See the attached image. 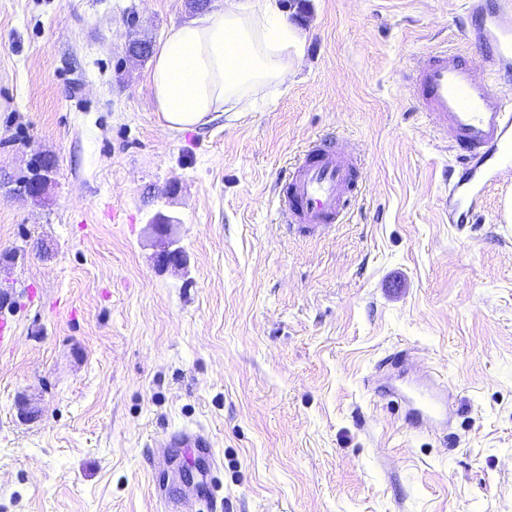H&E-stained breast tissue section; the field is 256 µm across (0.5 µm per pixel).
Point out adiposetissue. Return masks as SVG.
Returning a JSON list of instances; mask_svg holds the SVG:
<instances>
[{
    "mask_svg": "<svg viewBox=\"0 0 512 512\" xmlns=\"http://www.w3.org/2000/svg\"><path fill=\"white\" fill-rule=\"evenodd\" d=\"M305 38L276 0H226L212 15L172 26L151 62L149 84L168 131L197 129L221 112H246L285 84Z\"/></svg>",
    "mask_w": 512,
    "mask_h": 512,
    "instance_id": "adipose-tissue-1",
    "label": "adipose tissue"
}]
</instances>
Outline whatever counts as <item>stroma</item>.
<instances>
[{
	"instance_id": "1",
	"label": "stroma",
	"mask_w": 512,
	"mask_h": 512,
	"mask_svg": "<svg viewBox=\"0 0 512 512\" xmlns=\"http://www.w3.org/2000/svg\"><path fill=\"white\" fill-rule=\"evenodd\" d=\"M187 0H0V512H196L174 477L200 428L224 512H512V171L479 224L448 221L454 152L407 77L465 39L466 0H305L287 87L184 132L157 123L150 59ZM360 156L346 223L289 232L276 190L320 136ZM54 163L38 201L18 187ZM172 218L181 268L158 260ZM448 383L450 435L372 381ZM155 448H161L163 457H166V448H196L200 455L211 454V443L206 433L201 430H182L169 435L154 438Z\"/></svg>"
}]
</instances>
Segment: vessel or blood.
<instances>
[{"mask_svg": "<svg viewBox=\"0 0 512 512\" xmlns=\"http://www.w3.org/2000/svg\"><path fill=\"white\" fill-rule=\"evenodd\" d=\"M468 13L477 26L467 36L485 47L480 61L462 50L424 53L413 78L417 109L433 117L455 152L448 171V221L477 224L481 202L500 169H512V89L502 86L504 71L512 68V0H469ZM357 156L342 152L335 141L321 138L309 147L303 161L283 180L279 193L283 221L298 233L315 235L342 223L357 187ZM422 388L413 394L390 390L405 406L411 427H447L448 394L434 373L422 374ZM155 447L193 448L211 452L203 431L183 430L154 439Z\"/></svg>", "mask_w": 512, "mask_h": 512, "instance_id": "vessel-or-blood-1", "label": "vessel or blood"}]
</instances>
